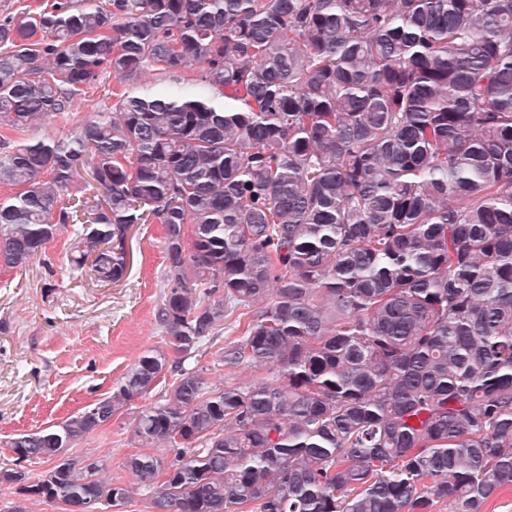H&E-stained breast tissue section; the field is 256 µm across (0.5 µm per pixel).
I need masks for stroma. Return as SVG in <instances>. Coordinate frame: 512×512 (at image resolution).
I'll list each match as a JSON object with an SVG mask.
<instances>
[{"instance_id":"obj_1","label":"stroma","mask_w":512,"mask_h":512,"mask_svg":"<svg viewBox=\"0 0 512 512\" xmlns=\"http://www.w3.org/2000/svg\"><path fill=\"white\" fill-rule=\"evenodd\" d=\"M129 250L116 284L73 277L64 234L29 266L0 267V468L13 459L10 435L63 421L110 393L144 350L163 347L154 319L164 293L161 225L135 226ZM135 412L121 410L76 447L106 459L110 477L134 484L119 512H143L148 495L124 467L141 451L131 440Z\"/></svg>"}]
</instances>
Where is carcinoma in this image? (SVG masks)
<instances>
[{"label": "carcinoma", "mask_w": 512, "mask_h": 512, "mask_svg": "<svg viewBox=\"0 0 512 512\" xmlns=\"http://www.w3.org/2000/svg\"><path fill=\"white\" fill-rule=\"evenodd\" d=\"M194 73L191 78L188 73ZM106 100L62 138L37 119ZM0 266L117 283L163 228L168 350L14 434L23 503L131 500L68 451L132 419L147 512H483L512 487V0H46L0 19ZM205 376L229 315L254 305ZM52 463L33 480L22 462Z\"/></svg>", "instance_id": "obj_1"}]
</instances>
